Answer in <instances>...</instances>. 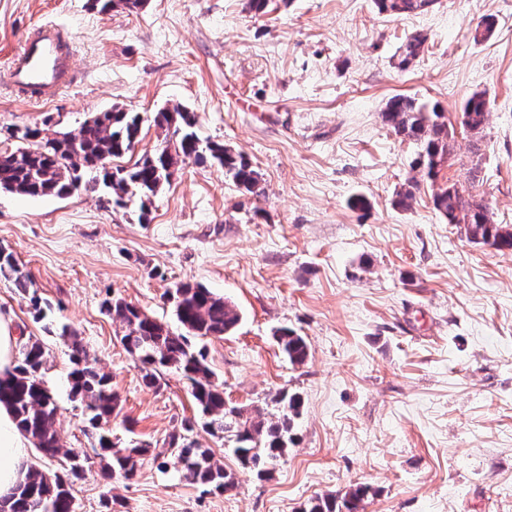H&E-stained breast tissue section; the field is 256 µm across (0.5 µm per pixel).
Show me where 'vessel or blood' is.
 I'll return each mask as SVG.
<instances>
[{
  "instance_id": "obj_1",
  "label": "vessel or blood",
  "mask_w": 512,
  "mask_h": 512,
  "mask_svg": "<svg viewBox=\"0 0 512 512\" xmlns=\"http://www.w3.org/2000/svg\"><path fill=\"white\" fill-rule=\"evenodd\" d=\"M74 71L66 37L56 28L39 27L24 39L6 80L33 98L48 100L71 83Z\"/></svg>"
}]
</instances>
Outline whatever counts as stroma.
<instances>
[{
	"label": "stroma",
	"instance_id": "obj_1",
	"mask_svg": "<svg viewBox=\"0 0 512 512\" xmlns=\"http://www.w3.org/2000/svg\"><path fill=\"white\" fill-rule=\"evenodd\" d=\"M244 3L146 0L101 13L92 0H0V68L44 24L76 53L75 82L53 100L32 104L0 85V151L17 146L9 130L75 132L119 109L143 119L119 160L129 167L163 138L153 113L178 106L202 143L243 156L265 185L256 198L221 167L190 161L145 205H115L100 186L65 197L0 190V248L46 304L36 314L0 278V313L49 353L64 447L95 443L67 384L75 337L119 397L108 424L119 446L162 448L196 419L177 372L144 385L103 308L124 299L178 334L177 284L202 285L240 314L232 334L204 342L227 401L272 413L276 393L302 400L294 441L264 478L241 471L236 490L214 494L149 455L129 480L95 458L76 512H103L107 494L116 512H303L360 485V512H512V251L444 223L428 185L396 206L414 147L382 117L404 94L455 123L467 97L486 93L482 132L456 133L443 176L512 226V0H437L396 19L373 0H270L262 15ZM486 17L493 32L480 40ZM416 33L424 49L399 69ZM357 197L364 209L351 207ZM281 328L305 338L302 364L281 354Z\"/></svg>",
	"mask_w": 512,
	"mask_h": 512
}]
</instances>
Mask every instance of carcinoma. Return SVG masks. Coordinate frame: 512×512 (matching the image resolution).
<instances>
[{"instance_id": "1", "label": "carcinoma", "mask_w": 512, "mask_h": 512, "mask_svg": "<svg viewBox=\"0 0 512 512\" xmlns=\"http://www.w3.org/2000/svg\"><path fill=\"white\" fill-rule=\"evenodd\" d=\"M435 0H374L382 14L398 18L422 12ZM101 12L121 4L131 12L140 9L144 0H93ZM425 38L409 37L401 46L398 65L407 67L420 54ZM490 101L484 92L469 96L462 106L461 126L475 133L483 127ZM383 117L396 134L407 138L415 147L410 162L415 172L397 193V206L407 208L420 185L436 187L432 194L434 209L449 224H461L467 239L496 250H512V228L496 224L486 205L478 202L466 189L451 180L439 183L441 171L448 166L449 144L454 130L448 129V117L439 103L417 98L395 96L384 108ZM50 120L41 127H26L9 133L19 146L0 152V189L26 196H57L70 194L85 174H99L102 184L123 199L148 200L170 184L176 172L187 161L208 159L224 167L225 174L252 196L265 193L260 174L242 157L219 144L202 145L194 130L189 112L176 106L153 114V124L171 136L151 154L142 156L130 168L113 170L106 163L131 151L138 141L142 118L137 112L110 110L98 112L84 121L71 141H60L46 133ZM0 278L13 283L22 298L41 313L40 298L30 292L28 275L22 271L13 253L0 249ZM174 314L183 328L175 334L163 323L122 299L104 302L105 310L123 329L121 342L125 349L142 363L143 382L158 385V370H174L191 387V396L202 416V428L210 435L231 442L224 456L234 459L241 469L263 477L288 452L293 440L295 419L300 415V397L280 393L275 402L281 405L277 419L264 416L256 407L236 413L227 407L224 388L213 380L202 348L195 341L222 338L235 329L240 315L230 302L207 288L180 284L172 292ZM282 354L293 365L303 363L308 354L304 337L290 329L276 336ZM73 367L68 375L70 395L86 403L91 412L90 424L100 429L120 412L118 397L112 391L109 376L89 363L86 354L74 346ZM44 346L37 340L26 342L21 358L13 370L0 377V405L12 412L19 429L29 438L41 457L52 461L63 457L59 467L45 471L28 468L25 479L5 498H0V512H75L74 485L85 477V454L72 460L73 453L64 450L55 427L58 406L53 393L45 385ZM195 424H182L181 431L169 435L168 447L155 453L154 459L172 458L181 477L207 488L209 492L226 493L236 486L235 473L214 459L208 448L185 443ZM100 461L114 475L131 479L141 457L150 449L132 445L118 448L108 433L99 435ZM369 492L357 486L343 497L328 494L312 500L303 512H359V505Z\"/></svg>"}]
</instances>
